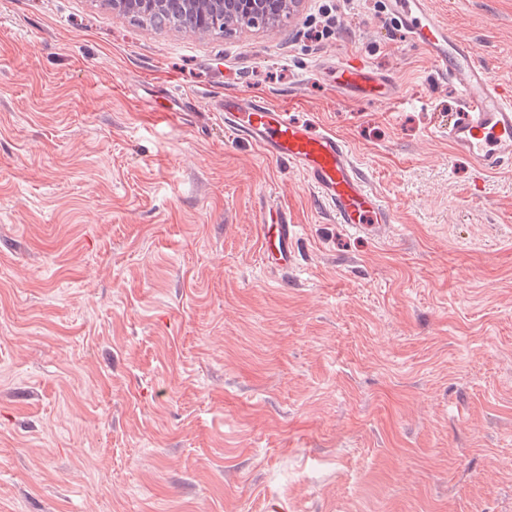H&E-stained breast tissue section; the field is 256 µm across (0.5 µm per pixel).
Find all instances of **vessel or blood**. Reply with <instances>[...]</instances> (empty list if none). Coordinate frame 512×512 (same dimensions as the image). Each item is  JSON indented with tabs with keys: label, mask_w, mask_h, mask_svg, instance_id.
<instances>
[{
	"label": "vessel or blood",
	"mask_w": 512,
	"mask_h": 512,
	"mask_svg": "<svg viewBox=\"0 0 512 512\" xmlns=\"http://www.w3.org/2000/svg\"><path fill=\"white\" fill-rule=\"evenodd\" d=\"M408 38L459 86L462 110L448 123V144L455 155L483 172L512 165V98L489 77L472 47L439 19L431 0H387ZM336 87L358 99L393 91L391 79L368 66L335 65ZM224 123L246 137L267 158L285 160L335 216L337 223L363 230L388 224L392 215L353 161L351 147L332 132L315 133L287 110L236 95L224 98ZM264 263L285 273L296 261L297 234L284 212L261 225Z\"/></svg>",
	"instance_id": "1"
}]
</instances>
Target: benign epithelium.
Wrapping results in <instances>:
<instances>
[{
	"instance_id": "7a95c632",
	"label": "benign epithelium",
	"mask_w": 512,
	"mask_h": 512,
	"mask_svg": "<svg viewBox=\"0 0 512 512\" xmlns=\"http://www.w3.org/2000/svg\"><path fill=\"white\" fill-rule=\"evenodd\" d=\"M112 12L150 15L163 12L175 3L184 13H204L224 19L228 26L276 27L285 17L298 13L305 0H247L250 18L239 17L240 0H106Z\"/></svg>"
}]
</instances>
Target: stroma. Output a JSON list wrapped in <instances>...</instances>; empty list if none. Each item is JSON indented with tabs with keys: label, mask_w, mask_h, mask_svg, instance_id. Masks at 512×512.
<instances>
[{
	"label": "stroma",
	"mask_w": 512,
	"mask_h": 512,
	"mask_svg": "<svg viewBox=\"0 0 512 512\" xmlns=\"http://www.w3.org/2000/svg\"><path fill=\"white\" fill-rule=\"evenodd\" d=\"M433 6L512 84V0ZM317 9L216 37L0 0V512H512V167L453 155L458 84L385 0ZM229 94L344 139L393 223L338 224ZM332 70L336 75V88L357 99L380 98L387 91H394L393 82L388 76L368 66L336 63ZM276 219L271 224H259L263 241L264 263L271 272H288L296 261L297 234L294 224H288V216L275 212Z\"/></svg>",
	"instance_id": "stroma-1"
}]
</instances>
